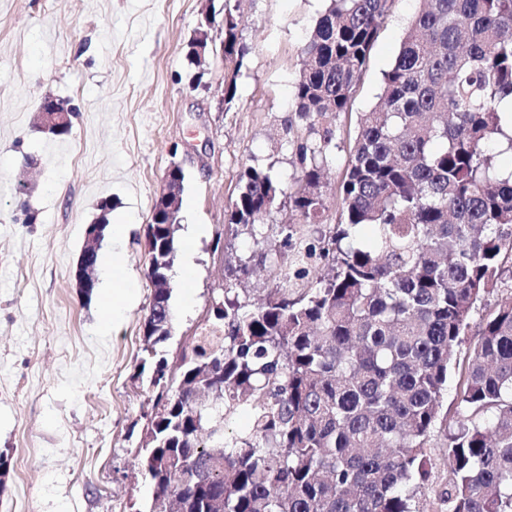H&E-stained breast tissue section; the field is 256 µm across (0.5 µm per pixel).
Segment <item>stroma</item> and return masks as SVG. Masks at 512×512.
<instances>
[{
	"label": "stroma",
	"mask_w": 512,
	"mask_h": 512,
	"mask_svg": "<svg viewBox=\"0 0 512 512\" xmlns=\"http://www.w3.org/2000/svg\"><path fill=\"white\" fill-rule=\"evenodd\" d=\"M224 0H0V452L11 459L0 512H130L150 488L135 460L148 384L137 377L152 287L143 228L172 161L186 180L171 271L176 349L203 318L224 279L213 248L246 166L274 163L297 175L292 137L301 48L327 0H242L250 53L230 109L219 100L224 61L210 56L201 86L184 46L203 13ZM418 0H394L347 112L325 180L336 186L360 113L377 102ZM76 112L69 135L35 124L41 101ZM38 164L27 167V157ZM111 200L98 288L82 302L73 270L85 231ZM127 291L103 326L113 287ZM444 432L427 454L433 479L417 512H437L448 479Z\"/></svg>",
	"instance_id": "stroma-1"
}]
</instances>
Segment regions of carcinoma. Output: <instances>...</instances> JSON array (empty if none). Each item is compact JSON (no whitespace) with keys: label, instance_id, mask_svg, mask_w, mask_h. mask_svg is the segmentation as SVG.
<instances>
[{"label":"carcinoma","instance_id":"1","mask_svg":"<svg viewBox=\"0 0 512 512\" xmlns=\"http://www.w3.org/2000/svg\"><path fill=\"white\" fill-rule=\"evenodd\" d=\"M394 0H328L302 49L295 112L307 135L285 187L250 165L232 226L292 264L254 293L249 262L224 239V319L207 313L168 359L154 306L138 375L173 369L154 390L139 466L168 512H416L426 448L476 303L512 254V153L500 102L512 99V0H421L375 107L360 115L327 221L323 175ZM224 0V63L249 46ZM288 201L287 222L263 220ZM445 423L440 512H512V299L484 316ZM248 413L237 433L229 418Z\"/></svg>","mask_w":512,"mask_h":512}]
</instances>
